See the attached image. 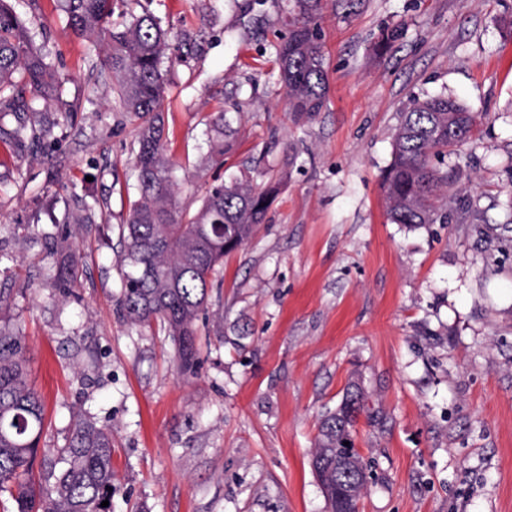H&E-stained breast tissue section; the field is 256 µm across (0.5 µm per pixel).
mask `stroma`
Masks as SVG:
<instances>
[{
	"mask_svg": "<svg viewBox=\"0 0 512 512\" xmlns=\"http://www.w3.org/2000/svg\"><path fill=\"white\" fill-rule=\"evenodd\" d=\"M14 7L63 83L41 143L17 146L14 117L0 120V288L45 404L40 454L87 412L112 429V512H326L312 448L356 383L359 512H512V0H321L328 101L304 121L277 80L285 0L134 5L172 32L162 111L181 212L240 174L279 184L265 224L224 258L190 373L120 307L139 122L56 0ZM440 93L476 118L448 160L466 207L407 228L382 176L401 112ZM219 110L233 147L205 171ZM79 197L104 220L78 222ZM72 255L67 292L54 268Z\"/></svg>",
	"mask_w": 512,
	"mask_h": 512,
	"instance_id": "1",
	"label": "stroma"
}]
</instances>
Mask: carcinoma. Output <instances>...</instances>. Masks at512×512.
Wrapping results in <instances>:
<instances>
[{"instance_id": "cac0c4a2", "label": "carcinoma", "mask_w": 512, "mask_h": 512, "mask_svg": "<svg viewBox=\"0 0 512 512\" xmlns=\"http://www.w3.org/2000/svg\"><path fill=\"white\" fill-rule=\"evenodd\" d=\"M57 2L72 33L103 43L113 92L121 107L140 120L133 148L138 198L118 227L124 251L123 316L132 326H159L175 345L179 370L190 371L196 363V322L207 308L210 290L221 287L217 274L224 256L244 246L264 223L275 188L260 189L245 175L234 177L211 186L198 211L185 217L176 204L175 165L166 153L161 111L170 30L147 12L115 13L116 5L129 0ZM319 2L297 0L299 11L276 46L280 79L296 119H310L326 104L315 22ZM47 58L10 0H0L1 116L37 112L35 101L53 96L58 77ZM474 129L473 115L445 94L413 100L402 113L383 176L392 223L414 227L453 222L456 198L448 193L453 179L447 158ZM231 135L224 112L214 113L206 129L203 166L223 164ZM42 137L41 129L25 123L12 132L19 145L38 143ZM56 276L64 286L75 285L77 262L59 263ZM10 306V295L0 290V501L11 503L14 512H112V507L101 506L112 500L115 482L112 429L85 413L74 415L65 445L56 449V458L42 460L40 483L34 481L45 406L28 383L23 337L6 318ZM362 399L358 389L347 390L336 411L321 421L311 463L321 472L328 512H336V484L353 487L359 498L367 487L360 456L349 445ZM338 459L344 461L340 471Z\"/></svg>"}]
</instances>
